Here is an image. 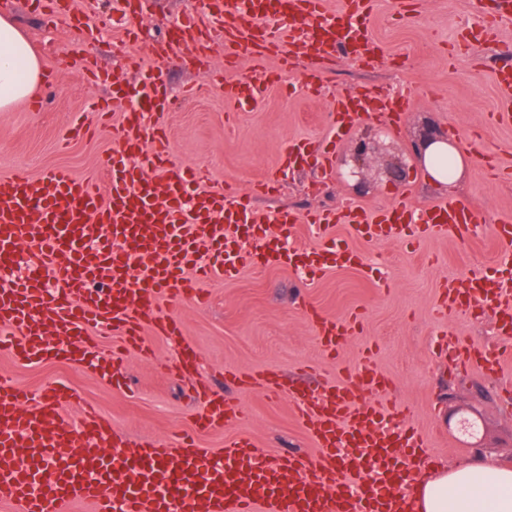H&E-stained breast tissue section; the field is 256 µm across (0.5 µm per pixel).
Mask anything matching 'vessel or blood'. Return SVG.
Segmentation results:
<instances>
[{
    "instance_id": "b4317fda",
    "label": "vessel or blood",
    "mask_w": 512,
    "mask_h": 512,
    "mask_svg": "<svg viewBox=\"0 0 512 512\" xmlns=\"http://www.w3.org/2000/svg\"><path fill=\"white\" fill-rule=\"evenodd\" d=\"M326 0H287L268 11L260 0H206L201 10L176 19L178 35L151 48L157 59L202 56L207 41L224 38V56L276 54L285 64L303 57L311 91L321 83L320 67L350 60L368 65L381 59L368 35L373 0H342L328 11ZM480 19L458 31L465 51L487 41L512 53L498 32L512 25V0H475ZM140 16H128L121 51L139 75L136 105L124 112L114 138L122 154L112 166L79 178L55 168L32 181L24 171L0 176V274L11 271L22 253L36 258L30 272L0 287V348L23 361L50 356L93 368H108V382L121 386L122 355H102L82 345L89 327L112 326L129 343H139L151 325L160 335L179 338L177 322L159 315L161 296L203 303L201 280L215 274L231 279L243 267H285L322 273L339 267L368 269L360 253L336 247H285L268 221L287 230L306 221L316 231L334 224L372 243L464 236L477 217L460 202L412 209L398 204L380 209L347 205L333 212L298 217L281 209L274 219L258 214L249 196L237 192L189 194L190 182L207 178L199 165L164 178L151 172L166 161L162 118L166 110L160 68L145 65L134 51ZM278 73L250 82L226 80L228 101H261L278 83ZM500 120L512 121V67L496 72ZM411 92L390 100L370 91L337 96L328 116L333 127L344 119L400 116ZM65 273L53 278L54 261ZM512 266L494 274L474 273L445 283L437 321L449 316L491 313L497 334L512 336ZM313 332L323 353L333 356L355 328V318L312 314ZM63 337L50 346L49 336ZM241 384L277 396L288 394L298 420L314 442L315 455L267 459L253 443L238 438L222 453L201 448L194 437H176L167 446L146 442L128 448L122 432L92 405L79 403L62 383L48 387L38 402L24 404L21 391L0 376V502L12 512H69L86 503L93 512H408L412 478L404 460L425 447L424 433L408 427L409 408L380 410L374 395L387 387L371 359H363L350 381L327 386L313 396L285 388L275 373L240 376ZM203 409L194 418L199 432L243 417L237 401L200 387ZM79 404L72 423L64 408Z\"/></svg>"
}]
</instances>
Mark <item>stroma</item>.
<instances>
[{
    "mask_svg": "<svg viewBox=\"0 0 512 512\" xmlns=\"http://www.w3.org/2000/svg\"><path fill=\"white\" fill-rule=\"evenodd\" d=\"M392 2L377 0L369 24L383 48L382 61L328 66L321 97L305 93L309 64L300 57L286 83L272 87L260 105L227 106L224 88L215 82L197 97L183 99L182 90L200 82L203 71H224L247 82L279 65L274 57H244L225 69L220 40L212 42L203 60L187 57L163 66L170 100L164 131L171 159L183 167L208 165L206 190L252 191L255 207L263 212L283 205L303 213L345 202L377 208L460 200L479 216L470 237L374 244L337 224L329 231L337 246L362 253L371 271L333 269L310 279L286 268H247L236 278L204 283L206 306L162 298L157 310L180 320L181 339L145 330L143 340L150 349L146 355L119 333L90 328L87 342L107 352H124L125 388H113L80 363L62 358L24 363L1 350L0 375L10 378L29 400L41 397L52 383H65L111 418L130 444L164 440L175 431L189 430L190 416L198 407L185 378L174 370L184 341L198 355V374L216 392L247 407L242 419L199 434L201 447L219 453L226 441L247 437L269 457L283 452L312 455L316 449L288 397L271 399L238 387L226 381V372L269 370L280 375L284 385L313 390L346 379L368 355L389 385L377 404L385 407L397 399L410 406V424L427 433L430 445L424 453L433 463L488 453L512 466V404L506 403L501 388L512 382V358L493 375L475 364L458 372L435 356V309L443 284L467 273L494 271L512 259V245L496 236L497 227L512 219V182L492 181L484 165L491 156L500 166L512 167V124H499L494 117L500 106L494 76L502 61L491 44L465 53L453 48L459 29L473 21L472 0H413L412 11L402 14L394 12ZM198 5V0H147L138 33L140 51L162 40L171 21ZM75 6L86 16L87 31L66 21L46 28L31 0H14L6 11L40 56L48 82L37 89L41 109L25 101L0 112V175L23 168L37 179L49 169L65 167L81 176L112 161L117 146L110 128L72 142L67 150L59 148L74 122L96 123L95 103L112 96L111 85L85 78L79 57L70 50L72 43L85 41L104 72L129 89L137 87L135 72L110 48L122 37L121 27L96 29L99 14L111 10V0H75ZM403 85L414 87L416 98L398 122L358 121L336 145L337 156L343 157L358 138L388 129V139L375 144L359 177L345 183L335 172L312 165L281 170V155L291 142L315 146L325 139L327 110L336 94ZM436 126L451 132L464 158L461 173L439 182L420 170L405 182L389 184L386 167ZM271 177L279 180L278 192L257 193L256 185ZM312 310L359 320L357 333L336 359L321 355L308 317Z\"/></svg>",
    "mask_w": 512,
    "mask_h": 512,
    "instance_id": "35a3bbf8",
    "label": "stroma"
}]
</instances>
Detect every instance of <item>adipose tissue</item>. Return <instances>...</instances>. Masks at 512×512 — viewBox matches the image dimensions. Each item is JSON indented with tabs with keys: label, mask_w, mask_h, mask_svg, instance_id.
Here are the masks:
<instances>
[{
	"label": "adipose tissue",
	"mask_w": 512,
	"mask_h": 512,
	"mask_svg": "<svg viewBox=\"0 0 512 512\" xmlns=\"http://www.w3.org/2000/svg\"><path fill=\"white\" fill-rule=\"evenodd\" d=\"M44 70L29 42L0 16V112L31 97ZM416 512H512V468L491 455L432 469L413 488Z\"/></svg>",
	"instance_id": "adipose-tissue-1"
}]
</instances>
